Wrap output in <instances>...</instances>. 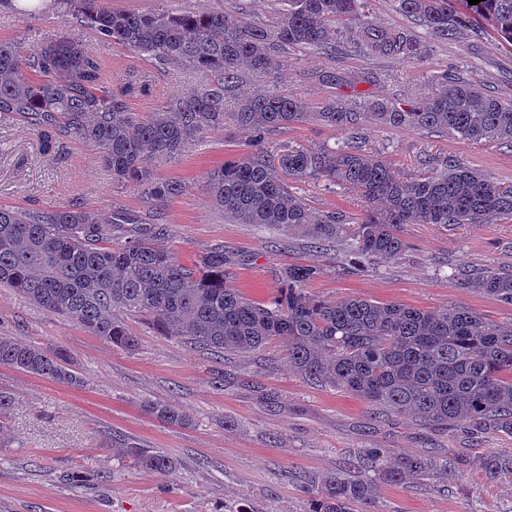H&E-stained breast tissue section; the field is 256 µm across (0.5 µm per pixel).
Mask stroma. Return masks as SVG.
<instances>
[{"instance_id": "obj_1", "label": "stroma", "mask_w": 512, "mask_h": 512, "mask_svg": "<svg viewBox=\"0 0 512 512\" xmlns=\"http://www.w3.org/2000/svg\"><path fill=\"white\" fill-rule=\"evenodd\" d=\"M58 33L79 39L99 58L112 88L136 77L152 87L130 100L133 110L153 111L163 100L212 81L175 63L138 58L100 41L93 31L64 22L55 9L22 21L0 8V40L20 32ZM281 77L289 93L319 106L334 98L353 103L362 95L411 101L427 95L429 74L460 70L463 77L498 98L512 100V43L475 21L460 38L433 43L424 64L406 66L357 51L330 59L318 50H289ZM336 67L378 78L332 89L318 80ZM369 155L386 160L400 177L419 174L422 154L448 155L479 169L502 186L512 185V147L474 145L452 136L369 124L361 132ZM346 133L302 123L271 135L265 148L279 158L286 147L336 146ZM246 136L233 124L208 131L182 155L149 159L160 180H178L184 190L166 204L168 250L180 262L223 246L231 262L224 283L262 301L280 286L291 264L322 270L312 294L341 299L394 301L421 309L460 306L497 323L512 321V307L466 289L454 270L512 266V218L490 224H406L402 258L377 269L352 265L341 247L320 246L303 234L239 224L216 208L205 189L209 171L235 158ZM294 195L319 213L339 211L358 220L367 208L356 192L324 179L291 176ZM80 201L105 211L125 209L152 217L143 190L113 182L96 150L70 140L46 155L36 131L21 117L0 121V205L26 210ZM139 343L125 349L90 335L66 316L0 287V336L43 348H60L70 369L84 378L67 386L0 366V391L9 394V431L0 439V512H308L311 479L338 469L370 448L420 456L442 453L467 459L459 479L440 491L432 479L405 485L377 480L369 512H512V482L486 479L480 463L512 452V436L462 425L454 431L415 425L397 415L374 417L360 399L315 385L290 371L282 347L270 343L252 353L217 357L164 335L148 318L128 317ZM223 372V387L213 378ZM163 401L189 419L178 426L145 414L142 402ZM160 451L175 465L166 475L134 466L118 455L122 444Z\"/></svg>"}]
</instances>
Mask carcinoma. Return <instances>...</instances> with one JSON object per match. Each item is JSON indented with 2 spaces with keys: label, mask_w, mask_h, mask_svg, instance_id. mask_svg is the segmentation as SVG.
Wrapping results in <instances>:
<instances>
[{
  "label": "carcinoma",
  "mask_w": 512,
  "mask_h": 512,
  "mask_svg": "<svg viewBox=\"0 0 512 512\" xmlns=\"http://www.w3.org/2000/svg\"><path fill=\"white\" fill-rule=\"evenodd\" d=\"M369 2L276 0L272 18L256 22L222 10L158 7L136 13L114 8L110 0H53L64 21L137 56L208 72L215 85L170 99L153 112H136L128 98L147 94V85L134 80L114 92L99 59L82 42L65 35L32 41L23 34L0 40V118H26L48 154L69 139L90 144L112 180L148 188L152 206L161 210L183 185L157 181L146 159L181 155L229 117L249 139L245 152L207 176L216 207L239 224L300 232L320 244L338 241L360 267H379L404 255L402 224H489L512 217V186L503 188L450 156L428 163L417 178H401L367 155L358 137L359 129L375 124L512 145V101L446 71L431 76V94L412 104L377 98L352 107L329 99L314 108L279 84L283 53L290 48L321 50L334 59L352 46L410 66L428 56L426 38L454 41L465 23L449 0H392L412 25L383 26L366 14ZM462 2L466 12L512 43V0ZM244 67L270 83L235 98L228 113L224 100L235 93ZM311 120L351 136L334 148L290 149L277 160L264 150L267 135ZM284 173L323 178L381 207L365 211L354 232L343 236L346 216L313 215L290 192ZM104 224L124 229L119 241L104 240ZM168 237L169 226L161 219L146 222L123 210L71 204L27 212L0 205V284L127 349L138 345L127 315L149 317L166 335L217 356L254 352L278 340L301 378L357 397L375 416L399 414L444 431L472 423L512 434V323L496 324L463 307L319 299L307 291L322 274L316 265L283 268L285 288L257 301L224 286V249L183 264L163 247ZM456 277L459 287L512 306V268L487 266ZM0 365L67 385L83 383L68 368L63 350L10 336H0ZM142 408L169 424L188 422L172 405L146 401ZM121 452L158 474L173 465L166 454L133 444ZM465 466L459 457L450 466L446 455L375 449L323 475L312 489L309 512H354L374 498L376 476L393 484L430 476L446 483ZM355 470L367 477L351 475ZM482 471L492 481L512 478V453L485 457Z\"/></svg>",
  "instance_id": "carcinoma-1"
}]
</instances>
